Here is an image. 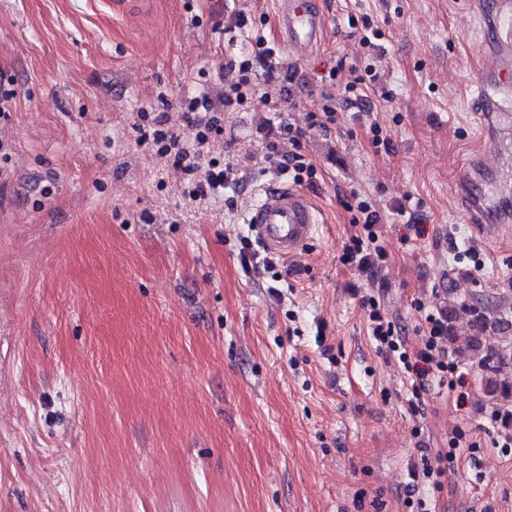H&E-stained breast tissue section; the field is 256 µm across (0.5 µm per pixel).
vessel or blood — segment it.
<instances>
[{"label":"vessel or blood","instance_id":"vessel-or-blood-1","mask_svg":"<svg viewBox=\"0 0 512 512\" xmlns=\"http://www.w3.org/2000/svg\"><path fill=\"white\" fill-rule=\"evenodd\" d=\"M279 41L286 51L305 55L317 50L328 19L317 0H273ZM471 11L491 29L480 49L481 65L473 76L471 112L481 149L453 185L461 208L477 235L512 220V164L503 130L512 121V0H468ZM251 224L269 253L292 258L313 237L318 208L304 191L268 185L250 209Z\"/></svg>","mask_w":512,"mask_h":512}]
</instances>
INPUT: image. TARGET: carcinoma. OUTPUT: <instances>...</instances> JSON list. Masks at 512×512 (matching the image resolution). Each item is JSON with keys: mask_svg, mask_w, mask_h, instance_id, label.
Returning a JSON list of instances; mask_svg holds the SVG:
<instances>
[{"mask_svg": "<svg viewBox=\"0 0 512 512\" xmlns=\"http://www.w3.org/2000/svg\"><path fill=\"white\" fill-rule=\"evenodd\" d=\"M462 311L470 316L471 335L463 338L448 332V343L455 353L471 361L483 370L497 372L498 365L512 359V347L505 346L498 350L488 349L482 344V335L488 330L507 332L512 329V306L500 300L489 299L481 294L471 296L458 302L448 304V317ZM486 393L506 402L512 401V382L498 381L492 377L484 379Z\"/></svg>", "mask_w": 512, "mask_h": 512, "instance_id": "1", "label": "carcinoma"}]
</instances>
